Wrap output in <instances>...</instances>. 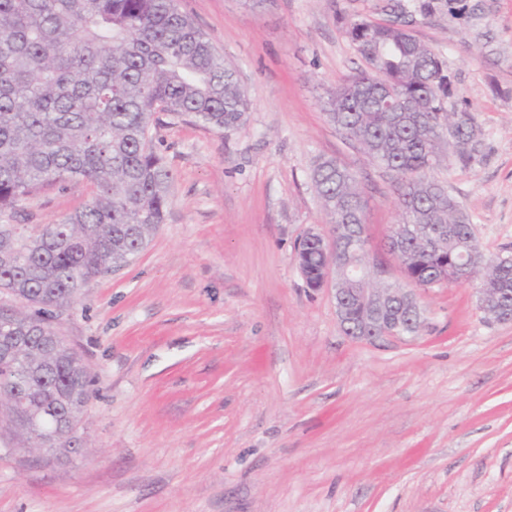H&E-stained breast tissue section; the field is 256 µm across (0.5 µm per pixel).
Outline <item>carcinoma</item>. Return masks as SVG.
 I'll return each mask as SVG.
<instances>
[{"label": "carcinoma", "mask_w": 512, "mask_h": 512, "mask_svg": "<svg viewBox=\"0 0 512 512\" xmlns=\"http://www.w3.org/2000/svg\"><path fill=\"white\" fill-rule=\"evenodd\" d=\"M435 9L434 0H387L381 10L392 22L349 23L368 70L336 90L326 117L399 177V220L386 243L400 244L407 285L505 288L499 304L511 307L512 258L485 256L470 216L432 176L448 125L458 143L476 131L471 113L447 111L443 61L404 27L406 17ZM382 76L400 109L378 89ZM248 111L236 71L178 0H0V291L28 307L0 308V382L19 393L0 406L11 413L20 450L81 454L77 427L90 375L51 320L92 281L133 262L164 222L173 174L152 145L155 114L228 134ZM74 180L92 186V200L25 235L21 202ZM311 182L337 239L352 242L351 260L363 265L368 200L355 176L321 158ZM296 253L311 287L331 273L340 288L397 287L337 273L317 240L302 238Z\"/></svg>", "instance_id": "1"}]
</instances>
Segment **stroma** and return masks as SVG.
I'll return each instance as SVG.
<instances>
[{"label":"stroma","mask_w":512,"mask_h":512,"mask_svg":"<svg viewBox=\"0 0 512 512\" xmlns=\"http://www.w3.org/2000/svg\"><path fill=\"white\" fill-rule=\"evenodd\" d=\"M385 0H180L237 72L245 125L222 135L160 114L174 175L165 221L128 266L52 325L90 370L85 453L41 461L0 418V512H512V324L472 284L420 288V336H346L296 240L330 226L310 181L335 158L369 203L371 260L398 220L396 177L346 140L324 104L365 61L345 20ZM417 38L447 64V108L480 136L435 177L488 255L512 254V0H436ZM90 185L24 204L28 233L83 207Z\"/></svg>","instance_id":"1"}]
</instances>
